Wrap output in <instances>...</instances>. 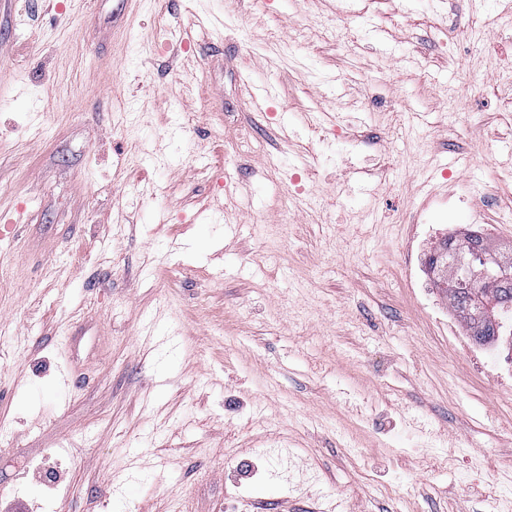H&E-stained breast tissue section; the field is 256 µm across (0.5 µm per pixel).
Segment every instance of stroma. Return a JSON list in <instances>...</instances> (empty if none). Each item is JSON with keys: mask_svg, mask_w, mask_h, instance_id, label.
I'll return each mask as SVG.
<instances>
[{"mask_svg": "<svg viewBox=\"0 0 512 512\" xmlns=\"http://www.w3.org/2000/svg\"><path fill=\"white\" fill-rule=\"evenodd\" d=\"M358 4L0 0V512H512V342L425 271L512 244V19Z\"/></svg>", "mask_w": 512, "mask_h": 512, "instance_id": "stroma-1", "label": "stroma"}]
</instances>
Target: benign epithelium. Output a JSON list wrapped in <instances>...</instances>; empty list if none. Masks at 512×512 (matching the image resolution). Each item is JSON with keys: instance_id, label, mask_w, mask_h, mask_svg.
Wrapping results in <instances>:
<instances>
[{"instance_id": "obj_1", "label": "benign epithelium", "mask_w": 512, "mask_h": 512, "mask_svg": "<svg viewBox=\"0 0 512 512\" xmlns=\"http://www.w3.org/2000/svg\"><path fill=\"white\" fill-rule=\"evenodd\" d=\"M458 266L465 269L464 276L448 278L447 270L437 266L430 270L432 277H443L442 287L450 290L457 288H479L486 296H491L506 273L512 268V252L488 250L473 257L460 255L457 257Z\"/></svg>"}]
</instances>
